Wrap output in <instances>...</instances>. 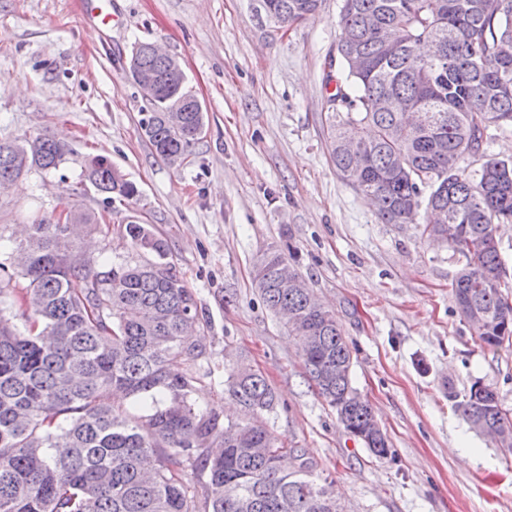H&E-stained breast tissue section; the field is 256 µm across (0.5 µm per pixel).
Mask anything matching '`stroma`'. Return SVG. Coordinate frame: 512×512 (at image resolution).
I'll list each match as a JSON object with an SVG mask.
<instances>
[{
  "instance_id": "35a3bbf8",
  "label": "stroma",
  "mask_w": 512,
  "mask_h": 512,
  "mask_svg": "<svg viewBox=\"0 0 512 512\" xmlns=\"http://www.w3.org/2000/svg\"><path fill=\"white\" fill-rule=\"evenodd\" d=\"M340 4L323 0L282 26L259 0H112L103 30L79 0H0V140L46 133L72 149L58 171L0 188V224L15 232L34 212L80 204L109 224L81 245L113 263L136 256L126 224L148 225L207 322L212 356L195 364L196 399L237 418L224 370H261L278 396L265 421L333 481L344 512H512V452L456 409L480 381L512 411V346L486 347L461 319L452 282L462 258L423 225L379 223L330 161L326 75ZM140 41L179 61L206 111L177 168L155 156L141 126L149 106L127 68ZM95 155L136 184V199L107 204L81 183ZM285 245L336 313L387 458L351 436L307 381L287 326L254 285L257 260Z\"/></svg>"
}]
</instances>
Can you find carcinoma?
I'll list each match as a JSON object with an SVG mask.
<instances>
[{
    "mask_svg": "<svg viewBox=\"0 0 512 512\" xmlns=\"http://www.w3.org/2000/svg\"><path fill=\"white\" fill-rule=\"evenodd\" d=\"M321 3L260 7L290 25ZM338 24L332 162L377 200L380 223L421 216L424 233L465 259L452 284L461 318L487 347L511 345L495 231L512 223V160L482 148L490 127H512V0H342ZM149 46L139 42L131 55L158 81L142 128L155 155L178 167L205 116L185 77ZM175 104L185 112L172 126ZM69 155L47 134L0 142V186L33 169L55 172ZM475 157L482 163L472 170ZM80 176L106 201L138 195L102 155L85 159ZM73 223L95 230L99 219L70 204L35 217L15 246L0 225V512H342L303 449L285 446L262 421L226 422L193 398L203 375L191 365L209 357L211 343L186 338L188 322L203 315L165 240L129 222L140 259L114 266L76 251ZM254 280L269 310L296 314L291 336L338 420L373 424L372 406L351 385V349L336 313L315 298L294 252L264 254ZM224 386L257 415L275 407L260 372L232 369ZM116 391L129 408L112 407ZM458 409L474 429L494 427L496 444L512 450V412L492 387L473 384ZM188 468L202 490L186 482Z\"/></svg>",
    "mask_w": 512,
    "mask_h": 512,
    "instance_id": "carcinoma-1",
    "label": "carcinoma"
}]
</instances>
